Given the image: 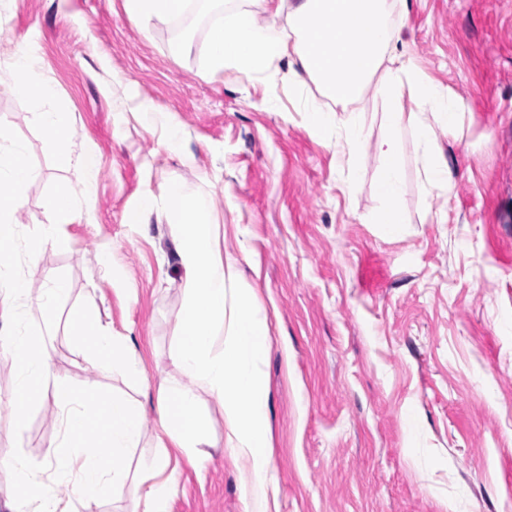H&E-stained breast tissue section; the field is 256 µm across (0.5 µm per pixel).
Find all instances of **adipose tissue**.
Instances as JSON below:
<instances>
[{
  "instance_id": "1",
  "label": "adipose tissue",
  "mask_w": 512,
  "mask_h": 512,
  "mask_svg": "<svg viewBox=\"0 0 512 512\" xmlns=\"http://www.w3.org/2000/svg\"><path fill=\"white\" fill-rule=\"evenodd\" d=\"M387 0H290L288 7L265 12L237 10L209 28L207 68L215 75L233 70L247 77L282 79L297 89L315 84L329 106H311L316 134L343 130L336 149L348 168H356L367 139L360 113L333 110L336 101H351L368 83L386 95L391 110L389 134L377 141L382 159L376 182L380 208L375 221L391 236L399 235L403 173L397 132L413 130L425 157V176L434 187L450 188L452 173L435 145L437 135H450L458 123L457 106L424 82L407 52L398 51L397 35L388 22ZM14 90L33 98L48 145L63 165H78L86 189H93L98 163L90 153L74 155L70 117L54 89L28 53L19 54ZM429 105L430 115L403 111V96ZM36 177L26 161L22 143L0 134V244L11 239L15 213ZM157 220L174 231L175 251L183 270L187 301L179 316L173 359L190 384L177 380L159 388L158 418L171 446H158L153 456L132 461L142 431L138 407L121 395L74 391L52 380L47 342H34L22 279L4 277L12 257L0 248V352L21 356V375L14 399L17 418H24L41 387L54 385L62 408L63 435L49 451L65 457L74 479L70 496L115 498L128 496L129 512H171L175 478L169 475L170 448H178L191 466H198L209 442L199 410L202 394L221 405L226 420L225 444L248 467L243 484L244 512H271L268 475L271 464L269 392L263 364L270 336L266 310L254 288L242 277L239 261L222 254L218 221L211 209L186 183L170 182L160 197L127 213L126 223L146 225ZM81 345L101 372L134 379L140 359L127 337L114 335L100 320L96 301L73 319ZM224 350L215 353L216 337ZM95 454H88V444ZM0 473L16 485L5 512H69L68 498L46 489L42 471L19 457L0 461Z\"/></svg>"
}]
</instances>
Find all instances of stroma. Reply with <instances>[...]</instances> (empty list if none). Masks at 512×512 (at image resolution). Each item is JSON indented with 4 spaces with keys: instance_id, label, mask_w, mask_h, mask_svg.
<instances>
[{
    "instance_id": "1",
    "label": "stroma",
    "mask_w": 512,
    "mask_h": 512,
    "mask_svg": "<svg viewBox=\"0 0 512 512\" xmlns=\"http://www.w3.org/2000/svg\"><path fill=\"white\" fill-rule=\"evenodd\" d=\"M390 20L423 79L453 99L454 135L438 147L450 189L430 187L422 150L399 134L403 232L382 234L374 143L389 131L388 101L366 87L353 105L369 143L356 172L306 109L316 85L294 91L206 68L215 12L144 24L123 0H0V131L23 142L37 177L12 243L15 276L36 298L66 293L52 375L75 390L122 393L142 413L136 456L154 453L158 388L181 379L172 358L184 282L168 225L126 213L173 179L211 199L220 248L236 257L271 326L267 380L277 512H512V0H388ZM181 53H173L177 42ZM37 47L41 74L72 118L77 149L94 154V206L65 225L64 245L29 250L51 223V200L82 196L73 169L47 145L34 99L12 90L21 51ZM182 128L172 149L141 127L140 102ZM208 180H201V173ZM119 277H103L98 259ZM101 319L141 357L142 382L99 372L67 317L89 293ZM19 365L0 356V459L18 456L66 474L49 458L61 436L53 390L16 430ZM210 444L196 467L177 465L171 512H243V465L225 446L224 412L203 396ZM417 426L405 432L402 419Z\"/></svg>"
}]
</instances>
